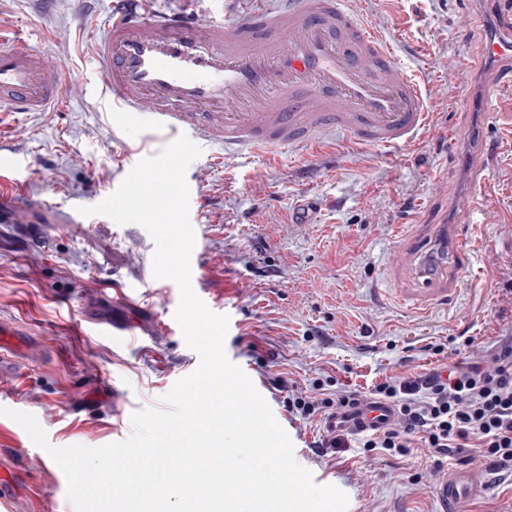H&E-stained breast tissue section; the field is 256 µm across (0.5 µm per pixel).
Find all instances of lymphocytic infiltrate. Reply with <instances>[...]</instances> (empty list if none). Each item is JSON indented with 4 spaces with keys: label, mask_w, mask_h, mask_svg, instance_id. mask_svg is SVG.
Instances as JSON below:
<instances>
[{
    "label": "lymphocytic infiltrate",
    "mask_w": 512,
    "mask_h": 512,
    "mask_svg": "<svg viewBox=\"0 0 512 512\" xmlns=\"http://www.w3.org/2000/svg\"><path fill=\"white\" fill-rule=\"evenodd\" d=\"M370 396L391 403L396 418L364 441L366 450L403 456L417 437L432 449L435 468L448 460L466 467L478 456L492 480L512 476V345L488 365L389 378L375 384ZM362 403L357 392L340 388L318 402L292 395L288 410L306 418L321 407L344 414Z\"/></svg>",
    "instance_id": "obj_1"
}]
</instances>
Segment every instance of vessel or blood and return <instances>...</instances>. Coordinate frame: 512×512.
Returning <instances> with one entry per match:
<instances>
[{
  "label": "vessel or blood",
  "mask_w": 512,
  "mask_h": 512,
  "mask_svg": "<svg viewBox=\"0 0 512 512\" xmlns=\"http://www.w3.org/2000/svg\"><path fill=\"white\" fill-rule=\"evenodd\" d=\"M496 33L484 55L497 76L512 74V0H491ZM139 0H112L89 34L113 125L150 129L161 146L179 136L231 152H292L329 138L391 151L410 145L429 123L426 100L390 39L357 0H226L201 20L186 6L149 12ZM77 83L62 84L45 51L21 32L0 38V112L59 106ZM477 228L444 241L457 271L473 258ZM417 288L401 302L415 311L447 303L436 262L423 242ZM41 340L0 323V376L42 359ZM393 406L368 401L347 421L353 432L390 423ZM438 512H465L487 491L469 471L446 470L432 487Z\"/></svg>",
  "instance_id": "vessel-or-blood-1"
}]
</instances>
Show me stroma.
<instances>
[{"mask_svg":"<svg viewBox=\"0 0 512 512\" xmlns=\"http://www.w3.org/2000/svg\"><path fill=\"white\" fill-rule=\"evenodd\" d=\"M103 0H0V34L26 27L57 59L60 79L83 96L59 110L0 112V155L20 169L0 177L15 223H0V321L23 325L48 348L42 362L0 380V407L33 414L53 446L100 447L128 438L134 412L163 396L199 364L182 333L163 330L180 292L155 278L154 242L144 227L81 210L110 196L151 145L113 132L87 30ZM373 22L398 44L430 112L423 135L385 152L332 141L324 151L228 156L213 147L188 167L195 193L201 286L225 295L228 359L252 380L316 484L348 497L346 512H436L434 459L423 448L390 457L349 447L319 456L325 413L304 418L288 397L318 399L330 378L367 392L389 376L492 357L512 338V83L498 84L502 118L477 148L480 94L491 72L456 71L459 50L480 58L494 30L481 0H367ZM482 166L488 205L478 217L476 276L453 306L425 315L391 298L409 287L394 270L404 245L393 228L465 224L456 200ZM318 207L296 223L299 195ZM472 345H465V338ZM443 345L434 353L433 345ZM19 424L0 426V512H75L67 481L41 448L22 445Z\"/></svg>","mask_w":512,"mask_h":512,"instance_id":"stroma-1","label":"stroma"}]
</instances>
